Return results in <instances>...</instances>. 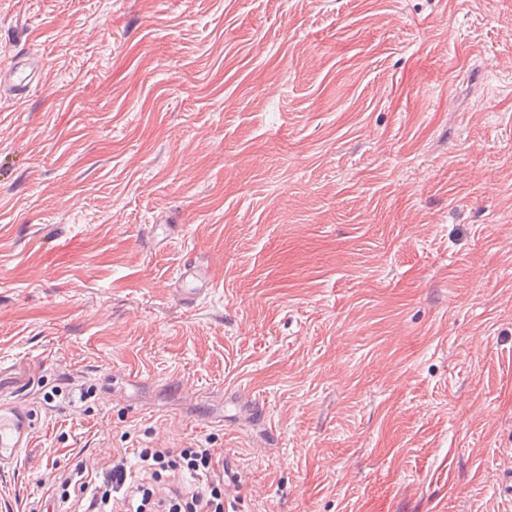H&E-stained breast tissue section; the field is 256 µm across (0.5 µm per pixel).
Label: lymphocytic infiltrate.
I'll return each instance as SVG.
<instances>
[{"instance_id":"1","label":"lymphocytic infiltrate","mask_w":512,"mask_h":512,"mask_svg":"<svg viewBox=\"0 0 512 512\" xmlns=\"http://www.w3.org/2000/svg\"><path fill=\"white\" fill-rule=\"evenodd\" d=\"M138 457V477L119 455L80 463L87 479L76 512H227L224 467L211 449L142 448Z\"/></svg>"}]
</instances>
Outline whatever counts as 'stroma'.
Returning a JSON list of instances; mask_svg holds the SVG:
<instances>
[{
	"label": "stroma",
	"instance_id": "obj_1",
	"mask_svg": "<svg viewBox=\"0 0 512 512\" xmlns=\"http://www.w3.org/2000/svg\"><path fill=\"white\" fill-rule=\"evenodd\" d=\"M27 54L13 512L85 455L190 443L237 512H512V0H0V64ZM176 283L179 301L184 306H193L209 288H212V282L204 266L191 258H187L179 269Z\"/></svg>",
	"mask_w": 512,
	"mask_h": 512
}]
</instances>
